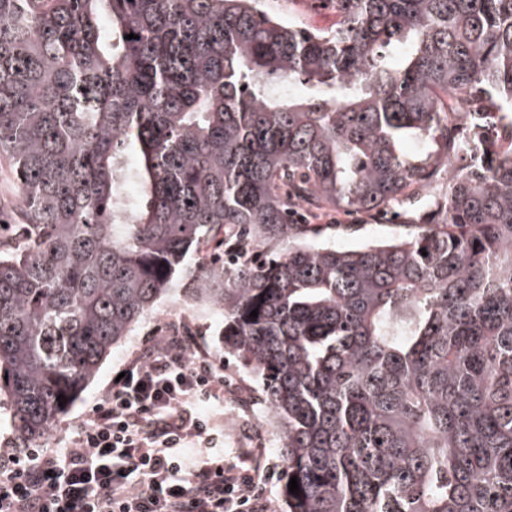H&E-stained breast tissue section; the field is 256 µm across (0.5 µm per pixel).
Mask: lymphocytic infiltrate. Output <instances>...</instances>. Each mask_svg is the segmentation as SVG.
Returning a JSON list of instances; mask_svg holds the SVG:
<instances>
[{
    "label": "lymphocytic infiltrate",
    "mask_w": 512,
    "mask_h": 512,
    "mask_svg": "<svg viewBox=\"0 0 512 512\" xmlns=\"http://www.w3.org/2000/svg\"><path fill=\"white\" fill-rule=\"evenodd\" d=\"M123 370L66 447L0 448V512H266L254 471L183 454L219 440L200 407L223 403V361L169 336Z\"/></svg>",
    "instance_id": "obj_1"
}]
</instances>
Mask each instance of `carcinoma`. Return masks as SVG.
Wrapping results in <instances>:
<instances>
[{
	"label": "carcinoma",
	"mask_w": 512,
	"mask_h": 512,
	"mask_svg": "<svg viewBox=\"0 0 512 512\" xmlns=\"http://www.w3.org/2000/svg\"><path fill=\"white\" fill-rule=\"evenodd\" d=\"M329 2L325 32L261 0H0V406L46 445L188 281L263 383L286 512H512V0ZM442 169L406 237L287 223ZM16 179L11 160L0 156V224H19Z\"/></svg>",
	"instance_id": "cac0c4a2"
}]
</instances>
